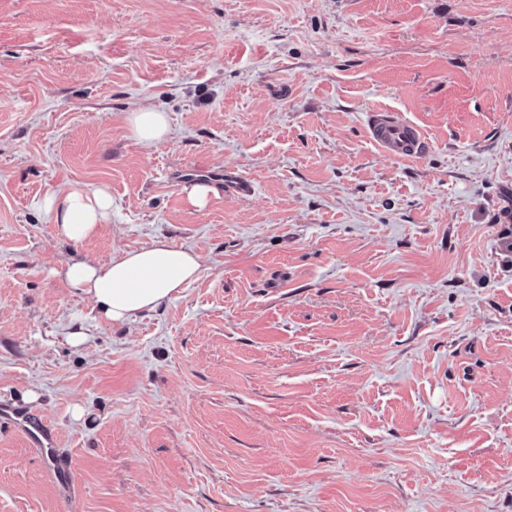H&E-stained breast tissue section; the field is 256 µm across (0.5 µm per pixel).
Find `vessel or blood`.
I'll use <instances>...</instances> for the list:
<instances>
[{"label": "vessel or blood", "instance_id": "b4317fda", "mask_svg": "<svg viewBox=\"0 0 512 512\" xmlns=\"http://www.w3.org/2000/svg\"><path fill=\"white\" fill-rule=\"evenodd\" d=\"M365 120L371 140L389 157L399 160L419 159L431 147L423 129L402 118L399 113L373 109L367 112ZM20 431L41 453H52L54 438L41 422L27 420Z\"/></svg>", "mask_w": 512, "mask_h": 512}]
</instances>
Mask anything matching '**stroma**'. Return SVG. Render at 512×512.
Wrapping results in <instances>:
<instances>
[{
  "instance_id": "1",
  "label": "stroma",
  "mask_w": 512,
  "mask_h": 512,
  "mask_svg": "<svg viewBox=\"0 0 512 512\" xmlns=\"http://www.w3.org/2000/svg\"><path fill=\"white\" fill-rule=\"evenodd\" d=\"M160 237L199 278L68 342L66 264ZM1 403L57 445L0 432V512H512V0H0ZM365 120L371 140L389 157L419 159L431 147V141L423 129L397 112L373 109L366 112ZM126 128L130 138L144 144L161 143L171 133L167 114L153 110L129 112ZM43 207L56 224L58 236L73 245L92 238L100 224L112 219V198L105 186L54 191L46 195Z\"/></svg>"
}]
</instances>
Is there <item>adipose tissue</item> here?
Wrapping results in <instances>:
<instances>
[{"instance_id":"obj_1","label":"adipose tissue","mask_w":512,"mask_h":512,"mask_svg":"<svg viewBox=\"0 0 512 512\" xmlns=\"http://www.w3.org/2000/svg\"><path fill=\"white\" fill-rule=\"evenodd\" d=\"M126 128L130 138L144 144L163 142L171 133L166 113L153 110L128 113ZM43 207L58 236L74 245L92 238L100 225L112 219V198L104 186L52 192L46 195ZM201 272L200 257L192 249L159 239L107 262L73 259L64 278L70 288L89 300L92 318L119 326L177 297Z\"/></svg>"}]
</instances>
